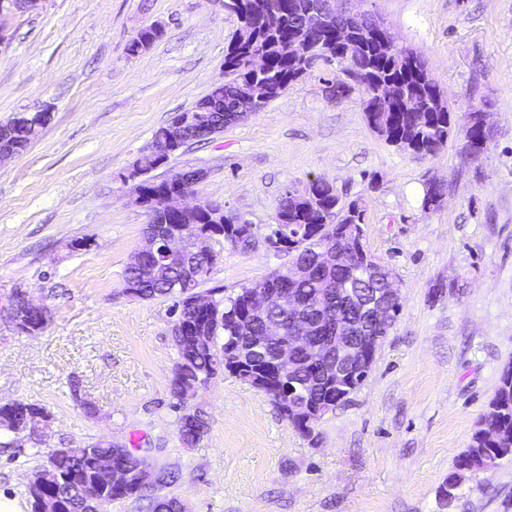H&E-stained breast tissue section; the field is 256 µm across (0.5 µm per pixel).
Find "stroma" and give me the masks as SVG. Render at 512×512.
Instances as JSON below:
<instances>
[{"label": "stroma", "instance_id": "stroma-1", "mask_svg": "<svg viewBox=\"0 0 512 512\" xmlns=\"http://www.w3.org/2000/svg\"><path fill=\"white\" fill-rule=\"evenodd\" d=\"M429 64L452 112L484 109L479 161L455 135L436 155L397 150L368 126L363 91L335 99L344 64L317 63L266 108L187 144L154 170L194 167L198 201L258 232L287 192L330 183L364 213L365 248L400 282L401 311L371 372L304 435L271 397L224 373L199 388L210 428L178 434L170 382L172 299L126 293L147 223L121 180L154 132L224 78L238 26L222 0H42L0 18V119L49 106L22 154L0 163V306L18 290L50 310L44 330L0 316V405L44 408L42 440L0 448V489L28 498L54 448L100 439L141 455L187 512H512V456L468 475L453 507L438 491L512 362V0H353ZM161 37L138 55L137 30ZM443 187L422 206L427 184ZM199 292L235 294L287 266L256 240L216 245Z\"/></svg>", "mask_w": 512, "mask_h": 512}]
</instances>
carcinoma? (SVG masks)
<instances>
[{
    "mask_svg": "<svg viewBox=\"0 0 512 512\" xmlns=\"http://www.w3.org/2000/svg\"><path fill=\"white\" fill-rule=\"evenodd\" d=\"M231 13L237 16L239 26L234 32L224 55V123L211 128L219 134L236 125V115L242 110L262 111L270 101L282 95L291 83L310 74L315 60L327 62L334 58L360 65L365 69L367 88L364 89V112L367 123L386 128V143H398V148L412 153L433 155L458 131L464 138H475L469 128L470 114L457 118L448 111V100L438 87L419 55L400 48L379 46L374 39L352 42L348 48L336 47L339 22L327 19L325 28L305 34L301 31V14L314 6L315 0H224ZM158 25H150L142 34L131 40L127 50L135 55L151 47L161 37ZM209 134V135H211ZM204 134L200 139L209 138ZM146 181L157 187L179 185L178 172L161 180L151 176L155 161L147 155L140 157ZM235 214H224L223 240L234 247L246 248L256 242V235L244 240L234 237L231 220ZM278 224L297 243L291 253V271L311 269L306 276L292 281L293 295L298 298L293 316L304 321L320 322L327 317L356 322L358 312L336 303L345 285L356 281L350 266L322 267L315 258L328 245L336 243V233L345 224L363 223V213L356 203L342 200L336 189L320 178L306 181L293 203L282 200L277 213ZM214 223L205 210L184 218L180 225L195 230L198 225ZM195 262L191 255L180 265L154 270L150 263L127 266L125 288L140 299L178 297L174 310L182 312L190 335L176 345L178 360L174 366L171 393L180 408L185 397L201 382L224 371V357L228 350L239 345L256 346L254 355L261 361L272 358L274 346L259 341L249 342V336H263L268 324L280 321L276 308L262 316L247 321L248 304L256 294L277 284V275L269 274L261 280L240 288L233 297L215 298L220 290L214 289L210 304L204 309L191 306L196 301L194 289L210 274L211 269L201 268L197 276L188 281L187 287L175 285L185 279L187 267ZM320 369L296 364L289 372V380L304 393L307 405L336 403V389L322 383ZM503 412L492 422L481 421L473 433L468 448L463 452L477 473L484 470L492 456H512V446L489 450L486 440L488 428L493 427L512 435V365L503 370L500 384L494 395ZM43 409L35 404L15 401L0 406V421L11 418L19 423L31 416H40ZM209 430L205 412L197 411L189 419L179 416V437L183 445L195 446ZM107 459L117 469L130 474V480L121 485L112 484L102 471L99 461ZM143 457L127 451L110 440H99L84 447L56 448L46 464L37 468L40 484L29 489L33 499V512H98V503L88 499V486L97 488L100 498L110 504L114 500L140 497L145 486L135 475L143 466ZM182 503L175 496L153 497V512H179Z\"/></svg>",
    "mask_w": 512,
    "mask_h": 512,
    "instance_id": "cac0c4a2",
    "label": "carcinoma"
}]
</instances>
